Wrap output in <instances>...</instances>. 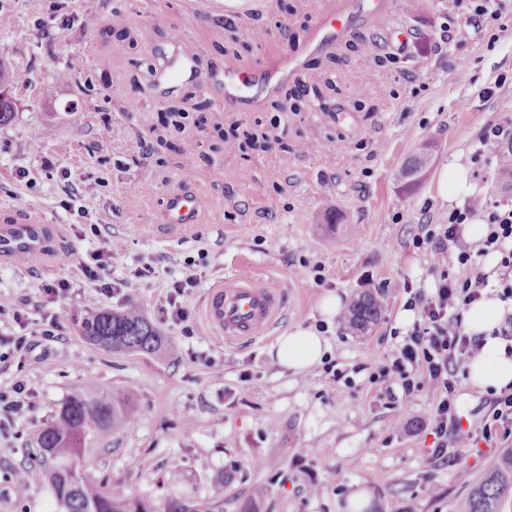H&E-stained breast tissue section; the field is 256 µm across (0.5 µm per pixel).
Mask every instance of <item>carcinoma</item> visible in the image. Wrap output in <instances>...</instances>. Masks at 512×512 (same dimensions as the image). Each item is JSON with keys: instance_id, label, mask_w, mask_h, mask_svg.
Here are the masks:
<instances>
[{"instance_id": "cac0c4a2", "label": "carcinoma", "mask_w": 512, "mask_h": 512, "mask_svg": "<svg viewBox=\"0 0 512 512\" xmlns=\"http://www.w3.org/2000/svg\"><path fill=\"white\" fill-rule=\"evenodd\" d=\"M425 164V156L414 157L400 169L398 180L415 181ZM383 307L382 295L363 293L349 311L350 325L360 329L377 321ZM80 329L95 345L112 341V351L154 353L161 345L160 335L137 304L129 303L120 312L89 311ZM135 412L129 398L107 390L73 394L59 406L55 419L40 435V447L53 461L48 480L64 512H156L151 503L131 496L125 488L105 490L80 471L94 446ZM511 493L512 449L494 458L486 477L471 489L464 512H500L502 500Z\"/></svg>"}]
</instances>
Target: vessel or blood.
<instances>
[{
  "label": "vessel or blood",
  "instance_id": "1",
  "mask_svg": "<svg viewBox=\"0 0 512 512\" xmlns=\"http://www.w3.org/2000/svg\"><path fill=\"white\" fill-rule=\"evenodd\" d=\"M383 0H355L352 12L327 18L322 26L332 36L344 38L350 30L352 14H379ZM198 197L172 195L167 203V222L171 225L194 224L199 220ZM40 226L26 216H18L14 226L0 231V255L26 257L40 254ZM281 307L277 289L261 280L241 278L212 285L205 294L203 316L206 324L225 340L253 339L270 324Z\"/></svg>",
  "mask_w": 512,
  "mask_h": 512
}]
</instances>
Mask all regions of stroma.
<instances>
[{
    "label": "stroma",
    "instance_id": "stroma-1",
    "mask_svg": "<svg viewBox=\"0 0 512 512\" xmlns=\"http://www.w3.org/2000/svg\"><path fill=\"white\" fill-rule=\"evenodd\" d=\"M348 0H0V62L21 80L0 89L13 118L0 125V220L28 213L44 229L41 254L0 257V336L50 320L24 365L0 363V387L23 381L32 406L0 433V512H60L44 470L40 432L71 394L94 385L127 395L135 416L88 458L104 487L164 506L223 500L224 512H459L498 448L433 457L428 391L371 382L406 329L405 283L432 287L440 271L487 268L474 254L418 245L454 206L438 195L441 168L466 166L488 209L512 208L500 179L506 145L474 161L483 131L512 128V0L494 24L470 0H388L358 16L346 37L314 50L326 13ZM467 25L464 44L450 32ZM198 55L178 79L164 73L182 44ZM247 82L229 89L224 54ZM299 65L289 68L290 56ZM75 68L72 79L60 72ZM188 117L174 127L168 112ZM234 150H225V142ZM430 163L413 186L396 177L422 148ZM196 191L201 220H166L172 192ZM121 261L111 279L126 296L99 295L82 273L91 255ZM195 275L183 302L193 336L163 319L174 281ZM257 277L280 288L272 328L224 341L202 318L217 281ZM69 283L61 298L49 286ZM388 305L352 330L347 313L322 325L329 292L345 304L367 284ZM139 301L159 332L155 353L112 352L85 340L90 306L115 312ZM322 326L323 360L302 374L274 365L278 336ZM492 393L459 380L456 413L474 431L492 416ZM467 467L459 482L456 466ZM33 469L26 487L13 477Z\"/></svg>",
    "mask_w": 512,
    "mask_h": 512
}]
</instances>
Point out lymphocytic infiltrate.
I'll list each match as a JSON object with an SVG mask.
<instances>
[{
  "label": "lymphocytic infiltrate",
  "instance_id": "lymphocytic-infiltrate-1",
  "mask_svg": "<svg viewBox=\"0 0 512 512\" xmlns=\"http://www.w3.org/2000/svg\"><path fill=\"white\" fill-rule=\"evenodd\" d=\"M483 210L482 199L470 200L452 212L446 224L427 234V242L449 249L458 264L467 265L472 247L463 236L464 225ZM487 213L482 252L497 255L496 276L478 271L459 279L444 270L432 288L406 287L404 307L417 313L418 319L392 360L375 374L376 379L401 387L404 394L422 389L432 394L429 424L437 440L434 454L443 459L452 443L467 448L479 438L488 442L512 438V392L495 397L493 421L480 434L463 427L453 412L458 369L479 349L477 340L464 331V311L489 288L501 301L512 302V208Z\"/></svg>",
  "mask_w": 512,
  "mask_h": 512
}]
</instances>
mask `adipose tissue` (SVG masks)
Returning <instances> with one entry per match:
<instances>
[{
  "instance_id": "adipose-tissue-1",
  "label": "adipose tissue",
  "mask_w": 512,
  "mask_h": 512,
  "mask_svg": "<svg viewBox=\"0 0 512 512\" xmlns=\"http://www.w3.org/2000/svg\"><path fill=\"white\" fill-rule=\"evenodd\" d=\"M506 305L498 297H482L464 314V324L470 336L479 340L480 350L467 365L468 381L482 391H498L512 385V355L507 342L497 336ZM328 346L315 328H297L279 336L269 354L281 367L301 372L317 364Z\"/></svg>"
}]
</instances>
